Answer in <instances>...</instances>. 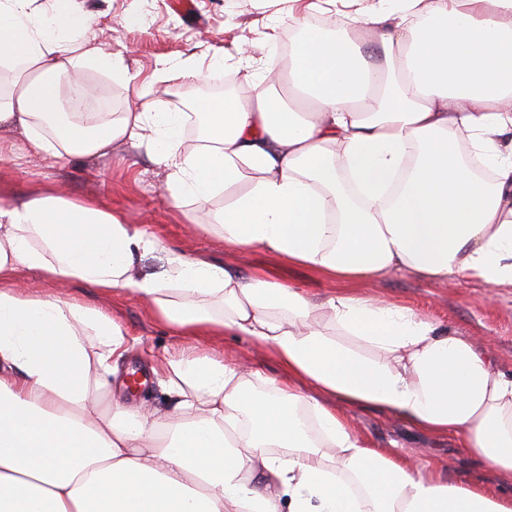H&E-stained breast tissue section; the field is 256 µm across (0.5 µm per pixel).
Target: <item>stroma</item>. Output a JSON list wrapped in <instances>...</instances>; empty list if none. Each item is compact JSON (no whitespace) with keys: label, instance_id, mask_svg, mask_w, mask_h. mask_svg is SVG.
Instances as JSON below:
<instances>
[{"label":"stroma","instance_id":"stroma-1","mask_svg":"<svg viewBox=\"0 0 512 512\" xmlns=\"http://www.w3.org/2000/svg\"><path fill=\"white\" fill-rule=\"evenodd\" d=\"M376 0H336L335 4L308 12L302 23L288 14L286 0H73V8L92 13L96 22L92 35L96 42L123 53L134 77L130 85L112 81L100 71L89 69L85 78L97 82L117 97L122 106H136V94L154 72L159 57L180 60L191 52L220 49L224 67L212 80L174 78L155 84L154 98L172 105V97L184 93L188 109L200 112L203 105L222 103L224 96L217 84L225 78L236 79L237 93L249 95L252 84L239 64V46H247L257 64L277 60L280 47L298 25L317 28L319 21L341 18L350 22L375 5ZM145 8L143 26L129 28L123 23L127 11ZM279 27L275 42L264 39L270 19ZM0 197L19 203L48 187L62 189L77 200L97 199L121 212L127 223L152 232L160 241L158 248L136 261L138 276H157L167 267L170 253L203 260L242 271L260 266L287 283L306 288L324 297L341 290L367 291L384 302L413 309L429 320L447 326L449 331L471 337L487 354L492 366L512 377V287H490L458 278L445 284H426L404 271H394L375 279L370 285L357 281L345 283L323 279L314 271L266 253L260 249L239 251L225 245L218 234L200 230L206 213H218L226 198L216 193L207 208L186 203L172 209L167 199L166 172L157 166L145 149L127 144L114 145L104 156L73 155L52 161L31 153L22 131L0 130ZM20 279L28 281L35 292L75 298L84 304L111 314L131 338L129 351L113 364L112 399L126 406L148 407L160 411L170 407L172 399L150 369L155 360L168 355L207 350L223 356L225 363H245L263 376L285 381L274 357L241 336H227L210 341L189 339L173 334L153 317L132 293L105 296L82 282H48L33 272L23 270ZM149 371L146 385L132 390L126 379L130 371ZM361 437L372 447L406 455L444 469L455 480H477L490 489L499 483L475 455L460 446L457 437L424 434L404 421L370 407L346 411Z\"/></svg>","mask_w":512,"mask_h":512}]
</instances>
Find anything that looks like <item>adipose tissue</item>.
Instances as JSON below:
<instances>
[{
  "label": "adipose tissue",
  "instance_id": "ef3b65f1",
  "mask_svg": "<svg viewBox=\"0 0 512 512\" xmlns=\"http://www.w3.org/2000/svg\"><path fill=\"white\" fill-rule=\"evenodd\" d=\"M0 0V65L30 80L0 89V126L47 159L145 147L173 208L229 200L225 245L260 248L333 281L403 270L512 286V0H399L365 24L385 62L365 63L353 31H303L289 55L288 107L260 87L206 115L155 99L87 124L59 109L56 77L86 91L85 69L130 83L122 54L94 43L90 13L55 0ZM224 66L157 59L154 79ZM468 133L494 164L479 180L458 156ZM157 238L111 207L47 189L0 201V512H512V378L465 336L364 292L320 299L263 268L174 253L163 276L135 273ZM135 294L184 336H244L270 350L284 384L207 352L163 360L172 410L103 408L127 338L101 309L37 296L20 270ZM373 407L424 432L456 433L508 491L452 482L369 447L340 405Z\"/></svg>",
  "mask_w": 512,
  "mask_h": 512
}]
</instances>
